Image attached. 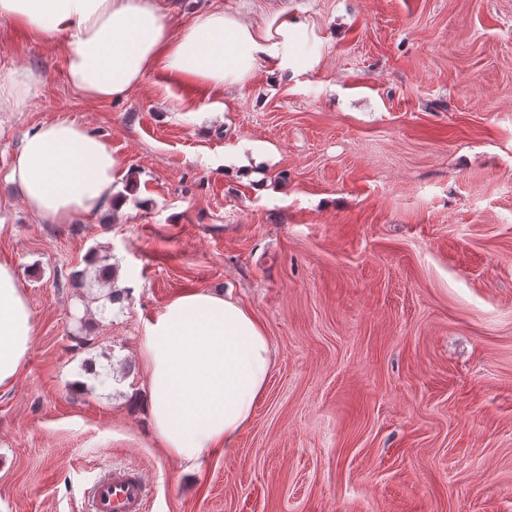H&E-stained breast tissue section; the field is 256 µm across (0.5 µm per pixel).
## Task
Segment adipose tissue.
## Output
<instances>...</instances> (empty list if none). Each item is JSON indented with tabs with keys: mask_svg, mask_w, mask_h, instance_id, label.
<instances>
[{
	"mask_svg": "<svg viewBox=\"0 0 512 512\" xmlns=\"http://www.w3.org/2000/svg\"><path fill=\"white\" fill-rule=\"evenodd\" d=\"M0 19L65 42L66 77L87 98L125 97L154 68L218 89L245 82L258 57L280 74L314 68L293 46L308 34L294 16L275 29L214 11L174 31L161 0H0ZM119 161L112 148L70 120L27 131L9 174L19 198L44 224H71L111 205ZM36 325L15 270L0 264V389L24 369ZM146 408L155 436L183 462L235 447L264 396L274 363L269 337L247 308L207 291L171 301L146 322L140 350Z\"/></svg>",
	"mask_w": 512,
	"mask_h": 512,
	"instance_id": "adipose-tissue-1",
	"label": "adipose tissue"
}]
</instances>
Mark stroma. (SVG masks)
Here are the masks:
<instances>
[{"label": "stroma", "mask_w": 512, "mask_h": 512, "mask_svg": "<svg viewBox=\"0 0 512 512\" xmlns=\"http://www.w3.org/2000/svg\"><path fill=\"white\" fill-rule=\"evenodd\" d=\"M168 7L177 30L306 18L294 52L320 63L274 80L261 58L223 91L156 69L96 101L64 43L0 20V76L39 78L27 111L0 108V263L36 321L0 390V512H88L112 466L142 472L148 512H512V0ZM58 118L111 146L122 213L41 224L15 195L23 133ZM193 291L247 307L275 360L236 447L190 466L151 430L139 349Z\"/></svg>", "instance_id": "35a3bbf8"}]
</instances>
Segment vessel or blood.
<instances>
[{"mask_svg": "<svg viewBox=\"0 0 512 512\" xmlns=\"http://www.w3.org/2000/svg\"><path fill=\"white\" fill-rule=\"evenodd\" d=\"M147 498L141 472L126 468L106 471L89 491L91 512H143Z\"/></svg>", "mask_w": 512, "mask_h": 512, "instance_id": "obj_1", "label": "vessel or blood"}]
</instances>
